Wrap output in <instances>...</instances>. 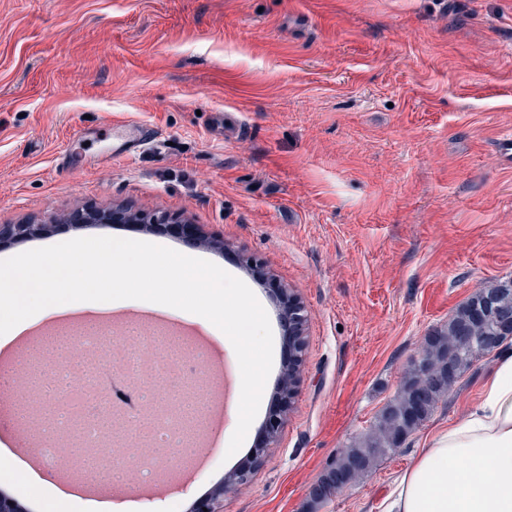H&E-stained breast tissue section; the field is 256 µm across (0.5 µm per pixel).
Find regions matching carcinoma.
Wrapping results in <instances>:
<instances>
[{
	"label": "carcinoma",
	"instance_id": "1",
	"mask_svg": "<svg viewBox=\"0 0 512 512\" xmlns=\"http://www.w3.org/2000/svg\"><path fill=\"white\" fill-rule=\"evenodd\" d=\"M512 280L486 285L462 303L443 329L426 341L423 356L405 371L399 395L379 414L362 440L339 454L336 476L343 481H323L338 489L367 474L374 463L400 447L406 438L424 425L439 401L460 375L483 355L491 342L512 336ZM469 337L460 346L457 337Z\"/></svg>",
	"mask_w": 512,
	"mask_h": 512
}]
</instances>
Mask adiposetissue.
Segmentation results:
<instances>
[{
    "label": "adipose tissue",
    "instance_id": "obj_1",
    "mask_svg": "<svg viewBox=\"0 0 512 512\" xmlns=\"http://www.w3.org/2000/svg\"><path fill=\"white\" fill-rule=\"evenodd\" d=\"M0 482L39 496L44 512L78 501L6 447ZM382 512H512V344L500 345L479 399L423 442Z\"/></svg>",
    "mask_w": 512,
    "mask_h": 512
}]
</instances>
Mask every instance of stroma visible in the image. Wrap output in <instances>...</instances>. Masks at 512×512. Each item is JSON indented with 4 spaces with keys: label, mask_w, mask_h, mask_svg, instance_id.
<instances>
[{
    "label": "stroma",
    "mask_w": 512,
    "mask_h": 512,
    "mask_svg": "<svg viewBox=\"0 0 512 512\" xmlns=\"http://www.w3.org/2000/svg\"><path fill=\"white\" fill-rule=\"evenodd\" d=\"M151 140L112 155V128ZM512 0H0V225L74 212L164 219L112 237L211 261L266 310L273 365L232 456L194 450L132 512H182L252 472L224 512H313L310 492L401 389L427 336L512 279ZM305 316L295 392L276 396ZM483 356L432 417L320 512H376L421 442L475 401ZM0 396V434L39 458ZM276 437L252 451L268 417ZM250 481V471L242 470L240 472L231 473L224 477L220 475L215 480H211L208 483L201 486L200 494L197 498L189 502L184 511L195 512L198 510V506L202 501L210 500L217 493L228 496L235 492L240 486L247 484ZM222 497H214L209 502L202 504L198 512H223L224 511V500Z\"/></svg>",
    "instance_id": "1"
}]
</instances>
